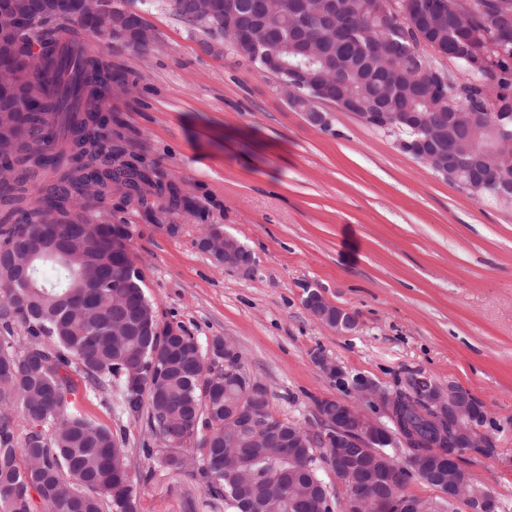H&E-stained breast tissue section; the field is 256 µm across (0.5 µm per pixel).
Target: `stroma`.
Segmentation results:
<instances>
[{
  "label": "stroma",
  "instance_id": "obj_1",
  "mask_svg": "<svg viewBox=\"0 0 512 512\" xmlns=\"http://www.w3.org/2000/svg\"><path fill=\"white\" fill-rule=\"evenodd\" d=\"M143 17L159 41L148 55L87 43L138 82L105 100L113 144L190 203L155 224L139 206L104 202L131 228L160 323L203 347L230 338L273 413L305 426L318 400L340 394L310 360L318 347L388 389L419 373L467 391L498 429L491 456L467 452L461 465L512 512V205L473 198L334 104L319 105L330 130L309 125L272 76L205 52L202 34L163 8ZM211 224L253 253L251 275L199 248ZM308 282L355 316L352 334L307 311ZM78 406L125 437L140 512H211L195 470L156 467L145 453L146 417L83 397Z\"/></svg>",
  "mask_w": 512,
  "mask_h": 512
}]
</instances>
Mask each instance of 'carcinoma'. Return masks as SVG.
I'll return each mask as SVG.
<instances>
[{"label":"carcinoma","mask_w":512,"mask_h":512,"mask_svg":"<svg viewBox=\"0 0 512 512\" xmlns=\"http://www.w3.org/2000/svg\"><path fill=\"white\" fill-rule=\"evenodd\" d=\"M434 1L404 0L400 18L388 0H341L339 12L319 15L300 8V0H282L278 16L256 25L254 35L269 36L283 59L301 67L304 93L301 110L316 111L330 97L353 98L359 111L418 113L436 118L462 115L449 137L456 153L466 157L490 138L502 165L475 174L461 166L459 182L469 194L498 203L495 186L512 175V41L504 54L488 61L489 46L512 34V13L491 11L493 0H471L467 11L445 10L429 37L431 50L417 49L407 21ZM20 11L0 14V28L16 36L0 46V256L17 250L34 256L27 288H0V512H139L137 488L125 473V440L111 428L87 418L68 396L98 398L113 411L138 418L147 414L152 436L168 453L163 467L178 470L192 453L193 468L204 483L210 503L227 512H250V506L276 494L285 470H293L310 494L322 495L327 449L303 445L288 449V460L256 456L251 436L241 438L243 470L250 483L224 472V417L234 413L245 379L224 384V376L204 367L193 337L160 326L143 291L129 247L115 248L112 225L90 224L84 186L110 180L132 190L130 200L158 218L148 197L166 198L162 212L186 207V197L152 178L116 148L105 147L111 116L99 89L129 86L126 76L85 48L80 36L112 38L101 18L89 22L77 0H57L45 12L41 0H17ZM260 0H212L214 17L201 25L179 13L190 31L223 39L233 26L253 24ZM39 53L33 54V45ZM460 64L440 90H431L441 73V57ZM51 71L57 91L49 96L40 75ZM331 81V93L316 91L315 73ZM392 135L400 150L423 137L421 127L399 123ZM35 206L27 209V196ZM138 310L139 336L93 334L112 320L122 300ZM27 333L16 346L17 327ZM139 368L140 382L131 388L127 366ZM419 375L408 376L397 389L405 399L397 420L410 447L434 456L456 447V437L443 419L420 410L414 401ZM258 413L280 427L301 433L302 426L278 418L266 399ZM28 425L18 436L15 417ZM390 437L382 436L362 455L354 482L333 496V512H359L351 493L364 487L372 473L379 482L368 492L377 498L397 496L421 512H441L442 497L418 498L404 493L412 472L399 468L394 455L384 458Z\"/></svg>","instance_id":"obj_1"}]
</instances>
